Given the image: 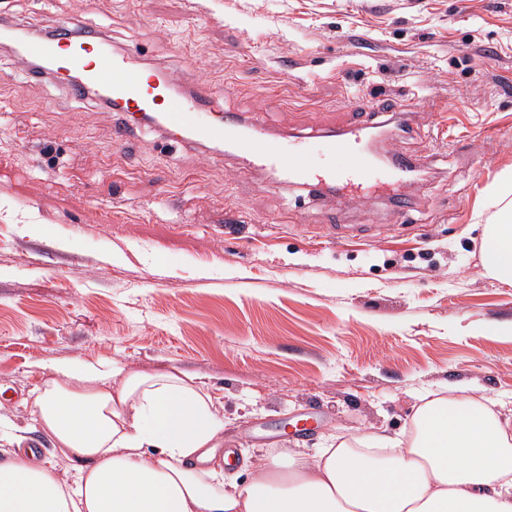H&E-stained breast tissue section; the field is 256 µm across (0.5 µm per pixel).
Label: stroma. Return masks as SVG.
I'll return each instance as SVG.
<instances>
[{
	"instance_id": "obj_1",
	"label": "stroma",
	"mask_w": 512,
	"mask_h": 512,
	"mask_svg": "<svg viewBox=\"0 0 512 512\" xmlns=\"http://www.w3.org/2000/svg\"><path fill=\"white\" fill-rule=\"evenodd\" d=\"M89 24L143 66L200 65L225 109L283 141L349 130L355 101L409 110L378 148L419 159L405 213L345 203L165 138L28 74L0 48V415L34 429L61 362L196 377L223 406L224 475L329 437L406 438L426 399L512 396V285L488 276V194L512 171V0H0ZM37 225L29 234L28 225Z\"/></svg>"
}]
</instances>
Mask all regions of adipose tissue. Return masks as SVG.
Listing matches in <instances>:
<instances>
[{"instance_id": "ef3b65f1", "label": "adipose tissue", "mask_w": 512, "mask_h": 512, "mask_svg": "<svg viewBox=\"0 0 512 512\" xmlns=\"http://www.w3.org/2000/svg\"><path fill=\"white\" fill-rule=\"evenodd\" d=\"M481 239L489 276L512 285V173ZM31 414L76 477L33 450L0 462V512H512V415L437 397L410 442L374 435L315 459L287 457L249 482L209 463L224 440L212 396L183 373L55 366Z\"/></svg>"}]
</instances>
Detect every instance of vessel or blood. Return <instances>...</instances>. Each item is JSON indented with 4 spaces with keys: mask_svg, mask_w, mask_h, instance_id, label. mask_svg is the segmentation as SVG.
Returning <instances> with one entry per match:
<instances>
[{
    "mask_svg": "<svg viewBox=\"0 0 512 512\" xmlns=\"http://www.w3.org/2000/svg\"><path fill=\"white\" fill-rule=\"evenodd\" d=\"M19 56L26 62H46L44 76L67 87L72 96L101 90L106 106L122 118L115 128L119 141L130 117H154L174 141L225 143L239 150L245 164L281 172L290 182L341 185L354 191L392 181L410 165L404 158L398 166L379 169L366 144L367 129L359 124L349 134L327 136L314 147L284 143L260 124L242 121L238 113L217 111L197 66L182 76L167 69L134 67L131 52L112 51L88 27L78 31L67 22H53L46 35L26 40Z\"/></svg>",
    "mask_w": 512,
    "mask_h": 512,
    "instance_id": "obj_1",
    "label": "vessel or blood"
}]
</instances>
